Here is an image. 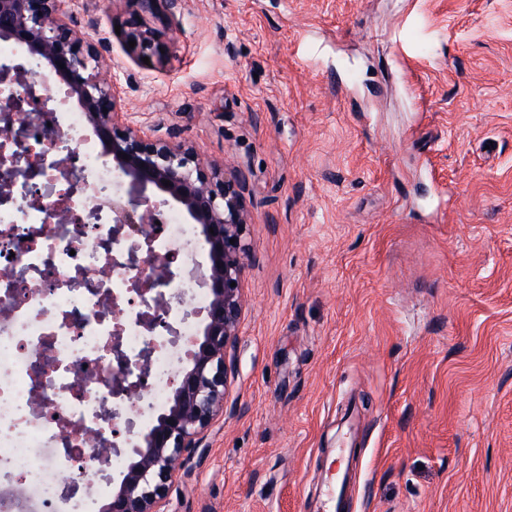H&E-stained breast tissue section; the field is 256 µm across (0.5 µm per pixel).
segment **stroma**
Segmentation results:
<instances>
[{
	"label": "stroma",
	"mask_w": 512,
	"mask_h": 512,
	"mask_svg": "<svg viewBox=\"0 0 512 512\" xmlns=\"http://www.w3.org/2000/svg\"><path fill=\"white\" fill-rule=\"evenodd\" d=\"M122 124L239 168L230 398L167 512H512V0H72ZM163 47L142 61L128 35ZM357 448H336V456L344 464L343 469L336 473H328L327 481V510L328 512H343L347 504L349 486V461Z\"/></svg>",
	"instance_id": "obj_1"
}]
</instances>
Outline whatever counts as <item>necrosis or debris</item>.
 <instances>
[{"instance_id": "4bbe7bcc", "label": "necrosis or debris", "mask_w": 512, "mask_h": 512, "mask_svg": "<svg viewBox=\"0 0 512 512\" xmlns=\"http://www.w3.org/2000/svg\"><path fill=\"white\" fill-rule=\"evenodd\" d=\"M50 115L63 131L58 145L43 139L40 123L31 124L20 143L0 141V154H20L21 168L36 165L41 205L25 203V178H17L10 199H0V231L27 229L32 242L14 248L0 239V512H90V503L67 480L73 457L99 476L119 471L122 454L100 462L94 440H111L112 420L127 416L125 447L139 444L167 404L171 378L183 353L199 334L198 311L209 294L194 270L203 253L196 225L179 210L160 208L161 224L150 240L130 226L112 222V199L123 190L116 170L104 160L86 130L83 112L73 109L62 91L48 99ZM81 164L78 182L64 176L68 149ZM91 228L78 241L75 227L53 215L59 195ZM140 254L172 255L176 266L156 284L153 296L166 302L170 333H149L138 309L121 323L112 319L113 302L129 298L138 274L127 262ZM120 340L127 382L148 372L149 389L138 401L113 393L112 342ZM51 403L60 418L46 416Z\"/></svg>"}]
</instances>
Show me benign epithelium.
Masks as SVG:
<instances>
[{"mask_svg": "<svg viewBox=\"0 0 512 512\" xmlns=\"http://www.w3.org/2000/svg\"><path fill=\"white\" fill-rule=\"evenodd\" d=\"M179 2L130 0L151 14L163 9L171 12ZM68 19V0H0V39L26 47L29 56L45 62L59 76L86 113L93 133L105 147L104 155L112 157L114 167L129 178L127 200L112 202L114 223L130 224L139 234L149 235L158 229L159 204L174 206L188 223L201 225L210 259L204 274L210 303L205 309L203 340L189 353L191 368L172 382L168 411L144 436L143 446L132 449L135 461L104 509L165 512L169 483L202 447L204 431L224 412L235 411L228 396L243 310L242 283L250 257L246 231L251 216L240 175L231 171L219 177L220 165L202 159L182 141H151L139 128L119 127L114 82L103 75L104 62ZM129 40L136 42L134 50L144 57L161 55V45L149 29L130 32ZM0 79L24 87L3 108L11 117L0 126V139L15 141L35 113L46 111L47 96L27 83V72L20 65L1 68ZM165 180L170 185H164ZM174 263L173 256L153 255L137 262L143 267L137 281L140 298H145L153 279L171 274ZM146 322L150 330L170 329L164 302L146 314Z\"/></svg>", "mask_w": 512, "mask_h": 512, "instance_id": "7a95c632", "label": "benign epithelium"}]
</instances>
